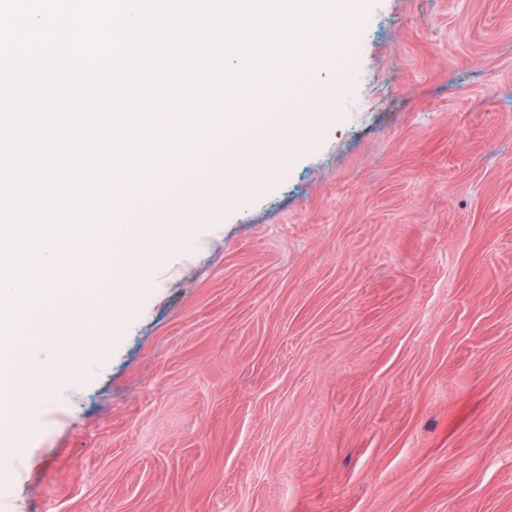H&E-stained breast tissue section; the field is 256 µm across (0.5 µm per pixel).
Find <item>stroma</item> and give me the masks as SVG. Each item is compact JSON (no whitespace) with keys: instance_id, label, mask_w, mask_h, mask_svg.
Returning <instances> with one entry per match:
<instances>
[{"instance_id":"stroma-1","label":"stroma","mask_w":512,"mask_h":512,"mask_svg":"<svg viewBox=\"0 0 512 512\" xmlns=\"http://www.w3.org/2000/svg\"><path fill=\"white\" fill-rule=\"evenodd\" d=\"M352 38L335 122L59 382L0 512H512V0Z\"/></svg>"}]
</instances>
